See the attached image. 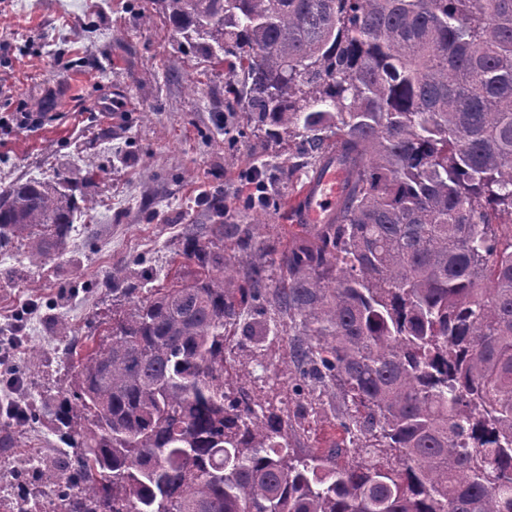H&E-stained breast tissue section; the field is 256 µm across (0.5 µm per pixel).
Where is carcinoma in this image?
<instances>
[{"label":"carcinoma","mask_w":512,"mask_h":512,"mask_svg":"<svg viewBox=\"0 0 512 512\" xmlns=\"http://www.w3.org/2000/svg\"><path fill=\"white\" fill-rule=\"evenodd\" d=\"M236 65L268 138L353 171L325 224L277 252L187 224L175 272L76 366L46 471L52 512H512V0H160ZM93 199L29 179L0 194V253L64 247ZM243 252L229 273V229ZM281 271L288 383L336 391L344 438L306 453L224 358ZM83 420L72 415L71 402Z\"/></svg>","instance_id":"obj_1"}]
</instances>
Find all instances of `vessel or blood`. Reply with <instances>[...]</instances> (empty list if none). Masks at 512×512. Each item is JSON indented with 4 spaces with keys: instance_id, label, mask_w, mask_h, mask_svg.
Here are the masks:
<instances>
[{
    "instance_id": "1",
    "label": "vessel or blood",
    "mask_w": 512,
    "mask_h": 512,
    "mask_svg": "<svg viewBox=\"0 0 512 512\" xmlns=\"http://www.w3.org/2000/svg\"><path fill=\"white\" fill-rule=\"evenodd\" d=\"M350 177L348 168L336 161H329L317 179L304 185L294 205L296 223H325L335 212Z\"/></svg>"
}]
</instances>
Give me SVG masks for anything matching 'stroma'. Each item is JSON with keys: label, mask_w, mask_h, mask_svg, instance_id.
I'll return each mask as SVG.
<instances>
[{"label": "stroma", "mask_w": 512, "mask_h": 512, "mask_svg": "<svg viewBox=\"0 0 512 512\" xmlns=\"http://www.w3.org/2000/svg\"><path fill=\"white\" fill-rule=\"evenodd\" d=\"M254 168L267 183L264 206L239 191ZM307 170L301 137L255 132L227 94L224 65L181 38L158 0H0V192L60 173L94 200L61 254L35 266L22 242L0 255V349L10 354L0 423L4 401L20 399L26 412L0 445L10 474L0 512H32L45 465L71 451L53 423L75 373L72 337L100 338L175 271L190 274L183 228L212 223V199L223 198L225 223L257 224V241L286 248L302 231L288 205ZM226 353L252 355L243 385L282 409L287 318L270 304L245 306ZM335 405L323 395V415L294 447L338 438Z\"/></svg>", "instance_id": "stroma-1"}]
</instances>
